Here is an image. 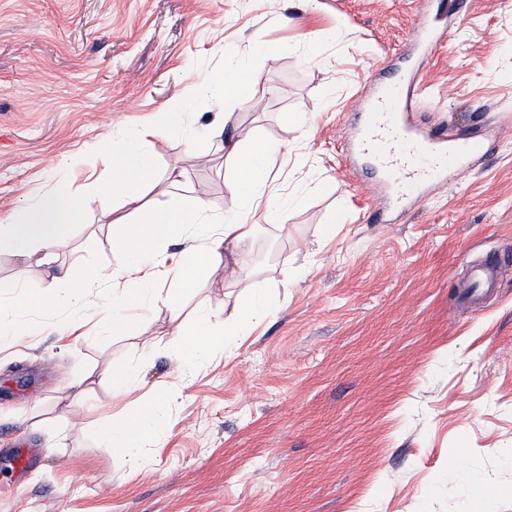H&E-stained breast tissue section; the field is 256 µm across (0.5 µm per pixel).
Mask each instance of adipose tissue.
<instances>
[{
    "label": "adipose tissue",
    "instance_id": "1",
    "mask_svg": "<svg viewBox=\"0 0 512 512\" xmlns=\"http://www.w3.org/2000/svg\"><path fill=\"white\" fill-rule=\"evenodd\" d=\"M104 149L112 174L102 190L120 199L123 210L110 225L112 246L126 255V264L81 272L57 267L55 279L71 282L75 288L64 302L42 290L30 291L24 277H16L12 295L0 303L1 345L31 333L33 312L52 311L62 304L68 314L58 331L63 336L73 335L82 321L85 296L95 292L104 309L96 325L98 335H137L140 324L125 315L128 306L165 308L179 360L188 366L214 345L215 323H223L224 338L229 341L277 308V294L253 279L249 245L257 229L252 222L256 211H263L276 223L293 205L292 199L271 192V171L281 151L279 144L261 143L244 151L238 143H227L234 174L228 184L231 205L220 223L211 222L207 204L201 199L185 206L145 205L144 189L158 181L153 158L135 151L128 139L106 142ZM83 209V202L72 194L65 179L52 177L28 196L23 207L0 219V246L22 261L39 251L46 263L55 264L56 246L67 236L71 224L77 223ZM176 236L182 240L181 249L165 252V244ZM202 275L214 283L246 275L253 283L249 291L238 296L231 313L219 307H202L190 328L181 319L184 290ZM163 400L160 394L145 400L122 422L101 427L99 438L132 466L147 465L150 455L144 442L160 432Z\"/></svg>",
    "mask_w": 512,
    "mask_h": 512
}]
</instances>
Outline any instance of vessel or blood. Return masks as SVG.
<instances>
[{"instance_id": "1", "label": "vessel or blood", "mask_w": 512, "mask_h": 512, "mask_svg": "<svg viewBox=\"0 0 512 512\" xmlns=\"http://www.w3.org/2000/svg\"><path fill=\"white\" fill-rule=\"evenodd\" d=\"M419 45L434 50L442 35L434 27L427 10H420L414 29ZM415 87L405 78L394 76L381 81L378 91L364 102L360 131L352 145L353 153L371 160L393 186L397 200L420 197L426 189L444 182L449 163L467 164L486 152V137L452 138L447 128L421 132L409 120L417 106ZM477 293L498 285V267L489 260L471 274Z\"/></svg>"}]
</instances>
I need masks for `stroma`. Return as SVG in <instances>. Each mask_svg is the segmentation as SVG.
I'll list each match as a JSON object with an SVG mask.
<instances>
[{
  "label": "stroma",
  "instance_id": "1",
  "mask_svg": "<svg viewBox=\"0 0 512 512\" xmlns=\"http://www.w3.org/2000/svg\"><path fill=\"white\" fill-rule=\"evenodd\" d=\"M416 19V0H0V216L71 158L88 205L59 261L122 262L99 147L160 112L184 136L141 143L159 174L150 203L200 198L220 218L229 134L281 143L275 185L299 200L287 230L254 217L250 260L279 307L188 369L163 309L136 338L62 339L60 313L37 312V334L0 346V512H477L480 486L512 512V0H464L425 57ZM229 52L255 72L253 98L215 85ZM394 66L421 78L420 130L491 144L398 210L345 152ZM485 258L500 279L474 312L463 286ZM18 272L50 283L0 248V299ZM125 363L140 390L99 380ZM146 390L167 394L162 436L134 468L96 430ZM18 448L40 459L17 489Z\"/></svg>",
  "mask_w": 512,
  "mask_h": 512
}]
</instances>
